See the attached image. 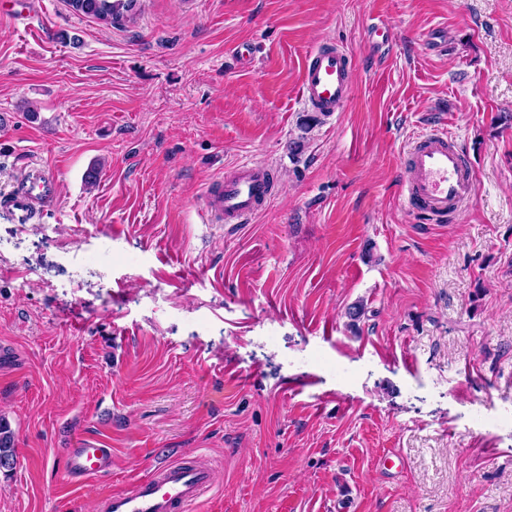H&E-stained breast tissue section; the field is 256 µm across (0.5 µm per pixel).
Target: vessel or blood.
Returning <instances> with one entry per match:
<instances>
[{
	"instance_id": "vessel-or-blood-1",
	"label": "vessel or blood",
	"mask_w": 512,
	"mask_h": 512,
	"mask_svg": "<svg viewBox=\"0 0 512 512\" xmlns=\"http://www.w3.org/2000/svg\"><path fill=\"white\" fill-rule=\"evenodd\" d=\"M352 59L343 49H313L301 73V100L307 111L324 117L343 111L351 90ZM401 194L418 215L436 220L456 218L476 193L474 173L458 139L443 131L419 138L405 153ZM274 194L270 167L243 162L203 190L201 214L207 224H243ZM58 201L56 174L39 164L29 165L12 190L0 197V208L17 223L27 224L51 210ZM112 451L81 446L68 449L64 472L70 478L102 475ZM214 484L211 467L168 463L156 467L127 491L109 494L105 512H190Z\"/></svg>"
}]
</instances>
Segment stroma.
Returning <instances> with one entry per match:
<instances>
[{"mask_svg":"<svg viewBox=\"0 0 512 512\" xmlns=\"http://www.w3.org/2000/svg\"><path fill=\"white\" fill-rule=\"evenodd\" d=\"M26 2L0 21V193L39 163L60 194L0 209V512H101L178 460L216 472L192 512H512V0H137L111 25ZM325 43L353 88L310 123ZM435 128L477 178L444 223L400 195ZM243 161L277 192L203 223ZM85 442L111 468L67 481ZM352 59L338 47L313 49L301 73V100L308 112L329 118L343 111L351 90ZM15 434L4 418H0V471L9 472L16 464Z\"/></svg>","mask_w":512,"mask_h":512,"instance_id":"35a3bbf8","label":"stroma"}]
</instances>
